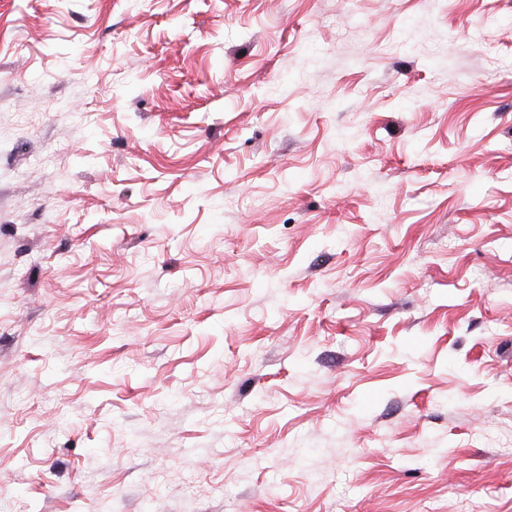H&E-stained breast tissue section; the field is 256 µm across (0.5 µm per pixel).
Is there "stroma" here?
<instances>
[{"label": "stroma", "instance_id": "35a3bbf8", "mask_svg": "<svg viewBox=\"0 0 512 512\" xmlns=\"http://www.w3.org/2000/svg\"><path fill=\"white\" fill-rule=\"evenodd\" d=\"M0 512H512V0H0Z\"/></svg>", "mask_w": 512, "mask_h": 512}]
</instances>
